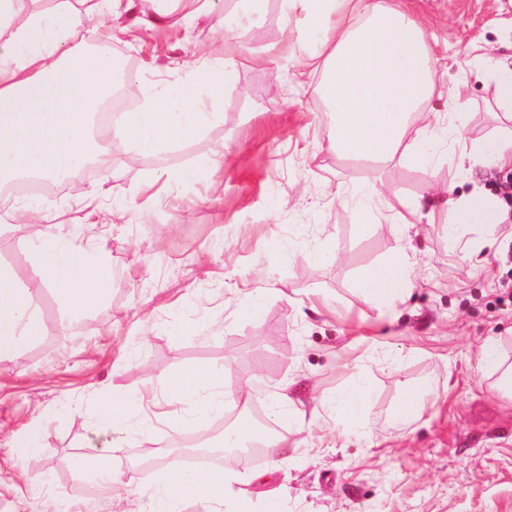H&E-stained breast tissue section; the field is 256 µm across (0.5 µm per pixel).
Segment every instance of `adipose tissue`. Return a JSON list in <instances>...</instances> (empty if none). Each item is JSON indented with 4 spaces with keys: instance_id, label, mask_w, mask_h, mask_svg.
I'll use <instances>...</instances> for the list:
<instances>
[{
    "instance_id": "1",
    "label": "adipose tissue",
    "mask_w": 512,
    "mask_h": 512,
    "mask_svg": "<svg viewBox=\"0 0 512 512\" xmlns=\"http://www.w3.org/2000/svg\"><path fill=\"white\" fill-rule=\"evenodd\" d=\"M120 0H51L50 7L30 6L29 0H0V182L23 178L54 179L92 163L112 171L113 145L130 146L154 157L163 187L172 189L212 169L215 153H203L194 168L171 172L169 149L180 142L203 139L209 114L206 101H219L232 80L229 62L205 61L189 68L174 82L146 96L140 111L127 112L108 130L107 142L92 132L95 114L110 101L116 88L136 92L138 75L129 73L108 44H94L77 32L80 5L91 13L112 15ZM286 15L301 14L303 24L286 31L306 49L297 65L318 75L316 91L330 116L328 148L337 158L394 163H430L437 140L458 144L463 157L490 164L512 163V130L483 140L463 136L466 109L448 115L435 112L444 76L433 61V42L414 18L407 0H281ZM364 221L388 211L398 223L408 219L433 221L444 211L450 247L475 258L492 248L502 220L501 200L481 186L440 195L437 210L402 196L386 197L371 184L345 193ZM16 233L28 226L45 230L31 249L40 276L20 287L0 267V357L14 354L21 343L43 336L45 326L33 306L36 289L57 292L67 310L81 313L103 302L112 287V262L104 249L80 245L48 223L37 203L30 202L0 216ZM415 263L399 250L366 269L360 277L362 298L385 304L410 288ZM477 368L494 375L496 389L512 398V364L501 343L488 338L481 346ZM167 398L189 401L191 413L172 415L167 425L178 431L208 419L223 417L228 404L254 400L249 383L229 387L220 367H197L169 376ZM370 399L365 384H357L324 410L347 429L364 424ZM238 478L230 466L201 476L183 467L165 466L149 489L164 512H181L187 502L207 512H243Z\"/></svg>"
}]
</instances>
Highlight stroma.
<instances>
[{
    "label": "stroma",
    "mask_w": 512,
    "mask_h": 512,
    "mask_svg": "<svg viewBox=\"0 0 512 512\" xmlns=\"http://www.w3.org/2000/svg\"><path fill=\"white\" fill-rule=\"evenodd\" d=\"M415 17L437 42L448 94L441 113L469 108L464 136L485 140L497 123L485 105L494 83L474 72L487 55L512 67V0H410ZM237 0H174L169 15L147 0H122L110 24L82 19L81 35L111 38L131 54L130 68L145 89L171 81L204 59L239 47L235 78L210 105L206 137L175 145L167 165L180 171L206 151L223 156L216 169L179 189L153 185L155 159L122 148L112 178L84 165L52 181L37 202L63 233L96 237L101 212L84 208L102 194L114 224L104 248L112 259V292L105 303L68 320L60 297L41 289L35 298L46 333L0 359V512H37L60 500L68 512H153L146 490L154 470L142 457H166L179 434L146 420L133 406L127 425L97 421L103 396L122 391L161 398L164 381L195 366L226 367L228 384L252 381L271 395L290 384L305 405L303 420L281 426L288 445L264 461L235 460L250 512H267V492L280 493L285 512H512V400L497 395L493 377L476 369L490 336L512 359V217L497 231L484 260L448 247L445 214L413 227L380 217L362 223L337 189L382 179L389 195L430 196L432 187L493 188L512 165L462 159L460 147L441 149L431 165L403 163L377 172L324 151L328 117L309 74L289 91L302 47L285 41L280 0H269L254 27L224 30ZM29 239L0 227V264L19 285L38 280ZM417 260L420 277L393 304L366 303L360 272L400 248ZM266 278L280 294L260 319L238 311L244 283ZM371 389L367 426L345 431L318 420L319 400H333L357 383ZM425 405L409 428L390 417L406 387ZM40 446L18 462L13 442L30 428ZM87 465L110 460L122 484L92 492Z\"/></svg>",
    "instance_id": "1"
}]
</instances>
